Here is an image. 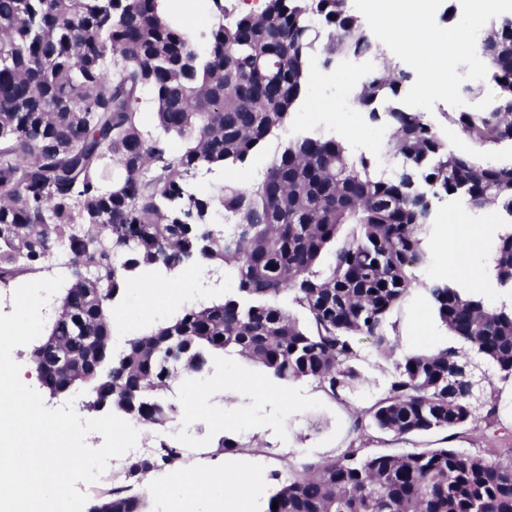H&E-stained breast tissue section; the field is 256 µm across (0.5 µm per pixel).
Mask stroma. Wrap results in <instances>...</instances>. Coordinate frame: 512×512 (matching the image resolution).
<instances>
[{
    "label": "stroma",
    "instance_id": "1",
    "mask_svg": "<svg viewBox=\"0 0 512 512\" xmlns=\"http://www.w3.org/2000/svg\"><path fill=\"white\" fill-rule=\"evenodd\" d=\"M418 19L421 26L433 30L463 25L481 31L487 22L486 16L473 12L472 0H423ZM384 51L412 73L401 92L402 105L423 112L440 138L451 144L456 153L476 155L491 163L512 160L511 143L478 151L451 120L453 113L462 109L486 110L496 104L495 89L484 80L479 49H471L464 57L450 59L456 88L448 93L431 91L432 77L422 70L414 52L397 42L386 45ZM372 66V60L350 58L335 70L314 68L286 130L268 139L245 164L198 175L196 185L208 192L229 183L249 186L269 165L283 140L308 134L341 139L352 153L370 157L381 168L393 169L394 164L387 155L390 127L381 121H371L367 112L353 102L355 88ZM476 81L483 84L479 97L463 98L460 85ZM433 209L434 222L425 233L428 259L414 271L418 286L393 311L388 330L403 347H421L431 340L440 346L460 350L464 347L463 342L449 335L436 314L425 285L436 279L453 280L470 271L469 254L452 255L444 248L443 239L449 225L488 224L497 216L498 210L494 207L472 209L453 197L435 201ZM180 287L181 280L176 277L153 295L124 292L118 300L123 311L119 330L126 336H137L170 319L175 313V294ZM358 350L357 366L365 383L341 401L332 399L306 381L284 384L271 379L262 368L231 354L224 355L214 364L205 384L192 381L173 384L175 403L192 407L205 418L204 424L198 425L185 440L188 452L181 455L179 469L204 477L223 468L226 455L219 450L217 441L222 435L230 434L243 444L236 453L237 458L259 459L266 476V491L271 494L278 486V477L287 476L289 470L298 468L302 461L339 455L354 437L351 417L386 394L394 373L392 363L377 354L368 339H359ZM467 358L485 376V393L496 400L497 411L492 420L482 419L459 429L454 444L461 451L486 459L510 456L512 399L503 400L502 394L512 387V382L501 379L496 368L475 353H468ZM232 373L264 381V391L243 400L225 398L224 378ZM313 420L323 421L321 431L310 429L309 423ZM443 438V433L433 432L400 439L371 428L364 436L368 450L392 454L431 448L440 444Z\"/></svg>",
    "mask_w": 512,
    "mask_h": 512
}]
</instances>
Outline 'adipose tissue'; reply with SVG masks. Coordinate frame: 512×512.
I'll return each instance as SVG.
<instances>
[{"mask_svg":"<svg viewBox=\"0 0 512 512\" xmlns=\"http://www.w3.org/2000/svg\"><path fill=\"white\" fill-rule=\"evenodd\" d=\"M383 21L390 36L407 47L419 49L427 70L438 74L437 90L451 91L454 74L440 69L437 49L442 46L446 51H455L462 43L461 29L450 28L438 34L421 31L412 24L402 0H396L393 8L384 14ZM264 485V475L257 467L231 484L225 483L217 473L207 479L185 476L171 485L156 480L151 483L156 497L174 501L179 506L189 505L193 512H213L212 504L218 499L224 503V512H258V499Z\"/></svg>","mask_w":512,"mask_h":512,"instance_id":"1","label":"adipose tissue"}]
</instances>
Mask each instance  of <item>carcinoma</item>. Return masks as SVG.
<instances>
[{
    "instance_id": "carcinoma-1",
    "label": "carcinoma",
    "mask_w": 512,
    "mask_h": 512,
    "mask_svg": "<svg viewBox=\"0 0 512 512\" xmlns=\"http://www.w3.org/2000/svg\"><path fill=\"white\" fill-rule=\"evenodd\" d=\"M166 2L0 0V287L67 255L58 317L34 351H89L91 337L112 335L115 299L131 281L193 262L235 292L178 311L115 354H91L90 409L163 428L177 414L171 383L210 372L224 353L341 399L363 382L356 338L365 336L395 375L355 431L453 433L475 419L479 381L458 352L401 356L386 326L415 286L411 268L426 261L434 200L496 204L512 218V162L458 155L423 113L399 107L410 73L378 53L349 0H263L247 14L212 0L216 22L198 39L166 19ZM481 54L499 104L454 122L481 147L512 142L511 16L490 23ZM367 55L378 67L354 101L393 127L399 172L378 175L364 155L316 134L287 140L253 187L193 188L199 173L246 162L285 128L313 58L328 68ZM146 89L151 129L139 111ZM494 262L497 282L512 288V230L497 235ZM428 292L448 331L511 379L512 309L449 281ZM179 457L162 443L126 478L139 483ZM109 498L112 512H146V494L122 488L93 505ZM265 512H512V459L446 446L371 453L357 437L279 481Z\"/></svg>"
}]
</instances>
